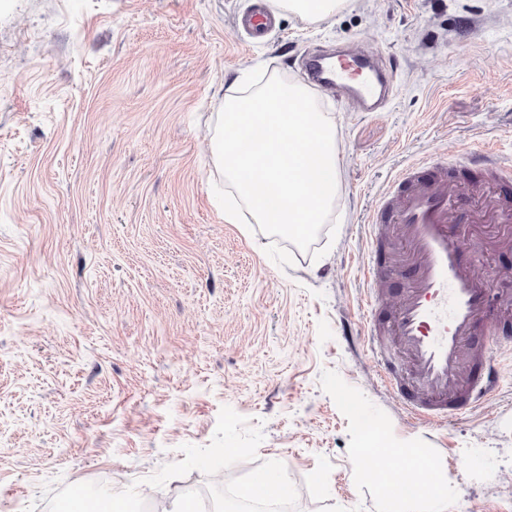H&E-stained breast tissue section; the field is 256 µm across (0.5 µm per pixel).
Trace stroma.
Returning a JSON list of instances; mask_svg holds the SVG:
<instances>
[{
	"label": "stroma",
	"instance_id": "obj_1",
	"mask_svg": "<svg viewBox=\"0 0 512 512\" xmlns=\"http://www.w3.org/2000/svg\"><path fill=\"white\" fill-rule=\"evenodd\" d=\"M251 0H0V512L107 490L144 512L266 473L288 512H512V347L471 414L407 421L362 336L369 214L399 169L448 162L460 186L512 157V0H346L280 13L253 44ZM394 61L381 112L320 94L337 190L309 250L224 220L210 139L234 80L301 81L318 45ZM512 300V241L477 238ZM379 431L421 449L446 502L384 496L359 449ZM274 6L302 20L320 21L339 9L343 0H272Z\"/></svg>",
	"mask_w": 512,
	"mask_h": 512
}]
</instances>
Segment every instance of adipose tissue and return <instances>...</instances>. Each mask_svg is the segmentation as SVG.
<instances>
[{"mask_svg": "<svg viewBox=\"0 0 512 512\" xmlns=\"http://www.w3.org/2000/svg\"><path fill=\"white\" fill-rule=\"evenodd\" d=\"M360 455L367 461L363 470L365 479L377 483L384 494L406 500L442 499L441 485L422 479L428 458L420 449L394 448L382 438L375 437L367 448L361 449Z\"/></svg>", "mask_w": 512, "mask_h": 512, "instance_id": "obj_1", "label": "adipose tissue"}]
</instances>
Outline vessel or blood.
<instances>
[{
	"instance_id": "b4317fda",
	"label": "vessel or blood",
	"mask_w": 512,
	"mask_h": 512,
	"mask_svg": "<svg viewBox=\"0 0 512 512\" xmlns=\"http://www.w3.org/2000/svg\"><path fill=\"white\" fill-rule=\"evenodd\" d=\"M239 26L262 39L278 24L268 0H254ZM304 78L319 92L354 98L360 111L381 109L393 94V67L372 56L353 54L347 45L334 56L311 53ZM459 189L444 163L409 165L393 179L367 226L371 243L383 236L398 244V257L363 261L361 272L368 308L380 304L381 284H404L387 325L364 324L372 361L382 369V385L402 397L407 414L419 423L437 424L475 411L499 388L493 356L499 337L483 335L490 321V285L479 259H467L459 213ZM474 213L484 223L512 234V203L480 195ZM401 350L409 366L400 375L392 353Z\"/></svg>"
}]
</instances>
